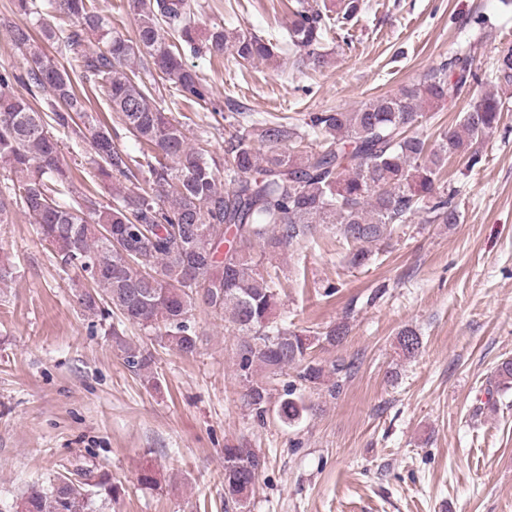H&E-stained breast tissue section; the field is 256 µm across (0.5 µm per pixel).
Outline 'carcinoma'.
<instances>
[{"mask_svg":"<svg viewBox=\"0 0 512 512\" xmlns=\"http://www.w3.org/2000/svg\"><path fill=\"white\" fill-rule=\"evenodd\" d=\"M60 23L43 29L46 40L79 63L81 78L105 94L118 124L141 144L133 157L114 141L112 130L87 112L69 71L37 40L25 23H0V35L24 52L23 71L0 68V163L13 174L9 195H0V224L19 209L36 226L63 268L87 282L78 303L83 315L112 320L108 334L131 371L158 385L153 351L125 339L126 325L154 333L160 346L190 356L202 339L195 311L204 310L238 336L236 358L246 405L258 418L268 411L270 385L294 370L300 385H340L330 377L352 364L325 367L311 350L336 345L348 333L345 320L311 336L277 319L279 270L267 257L306 241L316 225L335 230L342 244L356 246L349 263L361 267L382 251L392 234L425 214L426 224H458V190L437 185L448 157L459 155L468 168L481 163L478 149L502 119L504 102L484 90L463 112L455 128L432 146L407 129L424 117L422 105L453 101L462 90L483 82L512 86V49L502 53L492 75L479 74L475 56L460 52L430 71L423 81L394 95L378 96L350 110L309 115L308 131L290 122L263 120L237 131L228 142L224 179L214 159L189 143L185 123L161 108L141 76L156 72L171 82L181 101L201 104L212 95L202 79L185 68L183 55L221 56L238 62H270L280 43L244 30L215 27L197 44V0H128L137 16L134 36L107 29L94 0H50ZM361 0H343L331 17L316 0H289L285 46L317 67L331 27L346 28L361 11ZM175 35L168 41L166 31ZM99 35L105 49H83L82 33ZM19 85L26 95L11 93ZM88 127L99 177L112 181V203L74 195L72 174L60 158L50 129L85 137ZM317 144H304L308 137ZM261 143L257 149L253 141ZM143 180L144 190L126 183ZM397 349L414 357L422 341L402 329ZM512 389V358L494 371L493 395ZM305 411L289 385L279 415L290 424ZM266 456L244 441L224 445V512H247ZM107 479L83 471L27 486L15 512H96L94 497H111Z\"/></svg>","mask_w":512,"mask_h":512,"instance_id":"carcinoma-1","label":"carcinoma"}]
</instances>
